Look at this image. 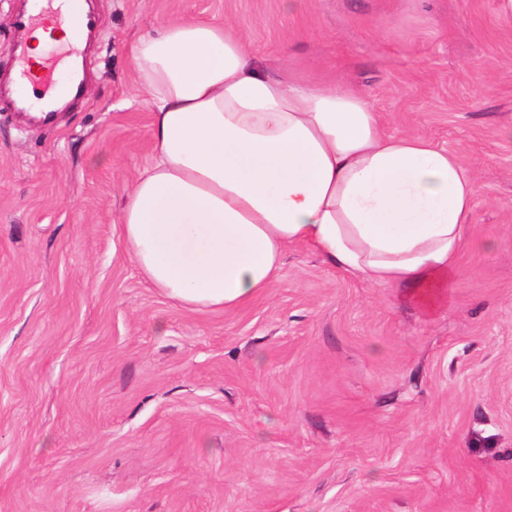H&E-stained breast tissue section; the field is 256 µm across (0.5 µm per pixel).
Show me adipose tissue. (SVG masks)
I'll use <instances>...</instances> for the list:
<instances>
[{
  "label": "adipose tissue",
  "mask_w": 512,
  "mask_h": 512,
  "mask_svg": "<svg viewBox=\"0 0 512 512\" xmlns=\"http://www.w3.org/2000/svg\"><path fill=\"white\" fill-rule=\"evenodd\" d=\"M130 58L153 155L118 224L153 286L188 306L237 308L301 244L434 307L473 215L459 154L385 133L360 92L267 73L228 22L163 24Z\"/></svg>",
  "instance_id": "1"
}]
</instances>
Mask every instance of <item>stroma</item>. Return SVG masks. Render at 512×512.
<instances>
[{"label": "stroma", "mask_w": 512, "mask_h": 512, "mask_svg": "<svg viewBox=\"0 0 512 512\" xmlns=\"http://www.w3.org/2000/svg\"><path fill=\"white\" fill-rule=\"evenodd\" d=\"M87 88L0 101V512H512V26L496 0H88ZM228 21L477 185L431 310L300 246L234 309L151 287L118 230L152 157L129 47Z\"/></svg>", "instance_id": "35a3bbf8"}]
</instances>
